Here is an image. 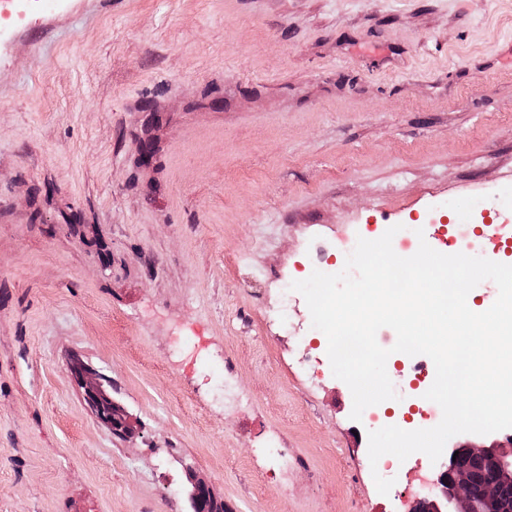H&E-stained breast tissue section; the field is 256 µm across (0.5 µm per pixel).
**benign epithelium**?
Segmentation results:
<instances>
[{"instance_id": "obj_1", "label": "benign epithelium", "mask_w": 512, "mask_h": 512, "mask_svg": "<svg viewBox=\"0 0 512 512\" xmlns=\"http://www.w3.org/2000/svg\"><path fill=\"white\" fill-rule=\"evenodd\" d=\"M69 371L81 383L86 402L102 423L120 433L131 432L128 415L112 400L97 373L75 358L69 362ZM455 454L478 460L491 472V479L483 484L479 498L472 495L474 472L453 460ZM506 485H512V450L488 446L484 436L468 434L464 443L450 449L440 461L435 497L417 501L410 512H503L499 488ZM191 503L193 512H226V503L216 495L211 482L197 474L193 476Z\"/></svg>"}]
</instances>
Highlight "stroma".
<instances>
[{"mask_svg":"<svg viewBox=\"0 0 512 512\" xmlns=\"http://www.w3.org/2000/svg\"><path fill=\"white\" fill-rule=\"evenodd\" d=\"M12 8L0 512H190L196 473L231 512H407L435 464L412 454L378 492L370 425L279 278L336 265L381 214L512 188V0ZM74 355L132 433L91 412ZM271 435L287 470L259 451Z\"/></svg>","mask_w":512,"mask_h":512,"instance_id":"obj_1","label":"stroma"}]
</instances>
